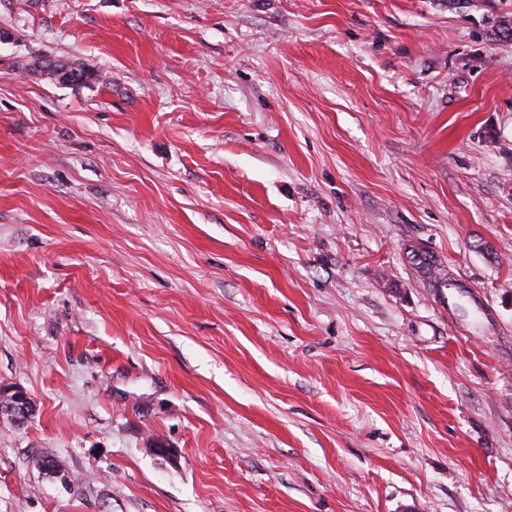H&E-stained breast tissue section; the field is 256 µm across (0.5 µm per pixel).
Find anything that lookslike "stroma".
<instances>
[{
	"label": "stroma",
	"mask_w": 512,
	"mask_h": 512,
	"mask_svg": "<svg viewBox=\"0 0 512 512\" xmlns=\"http://www.w3.org/2000/svg\"><path fill=\"white\" fill-rule=\"evenodd\" d=\"M504 16L0 0V512H512ZM52 63V62H51ZM41 68L47 70L41 72H47V75H53L63 82H68L76 85L89 84L91 81L96 80L97 76L95 72L85 68L69 67L63 64L52 63H39Z\"/></svg>",
	"instance_id": "stroma-1"
}]
</instances>
